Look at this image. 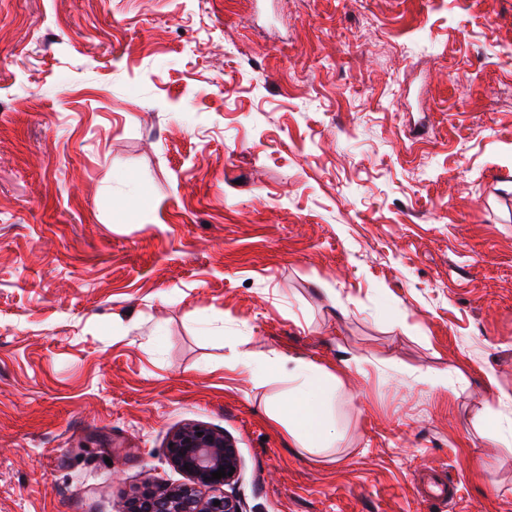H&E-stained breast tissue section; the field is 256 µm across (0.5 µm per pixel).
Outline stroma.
<instances>
[{
    "label": "stroma",
    "instance_id": "stroma-1",
    "mask_svg": "<svg viewBox=\"0 0 512 512\" xmlns=\"http://www.w3.org/2000/svg\"><path fill=\"white\" fill-rule=\"evenodd\" d=\"M188 423L242 512H512V0H0V512H125ZM290 362L293 366L288 369V394L267 405V416L301 448L323 451L336 442L333 404L339 377L302 358L288 357Z\"/></svg>",
    "mask_w": 512,
    "mask_h": 512
}]
</instances>
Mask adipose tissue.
<instances>
[{"instance_id": "adipose-tissue-1", "label": "adipose tissue", "mask_w": 512, "mask_h": 512, "mask_svg": "<svg viewBox=\"0 0 512 512\" xmlns=\"http://www.w3.org/2000/svg\"><path fill=\"white\" fill-rule=\"evenodd\" d=\"M290 387L284 399L269 403L268 418L285 429L289 438L312 452L336 441L333 404L336 373L314 362L296 358L288 371Z\"/></svg>"}]
</instances>
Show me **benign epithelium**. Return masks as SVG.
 Segmentation results:
<instances>
[{"mask_svg": "<svg viewBox=\"0 0 512 512\" xmlns=\"http://www.w3.org/2000/svg\"><path fill=\"white\" fill-rule=\"evenodd\" d=\"M168 442L170 460L189 477V483L167 488L147 482L135 493L127 512H241L237 500L230 496L200 494L203 489L229 486L238 478L239 451L228 435L207 424L190 423L175 430ZM220 468L233 475L212 478ZM216 500L220 505H214Z\"/></svg>", "mask_w": 512, "mask_h": 512, "instance_id": "benign-epithelium-1", "label": "benign epithelium"}]
</instances>
